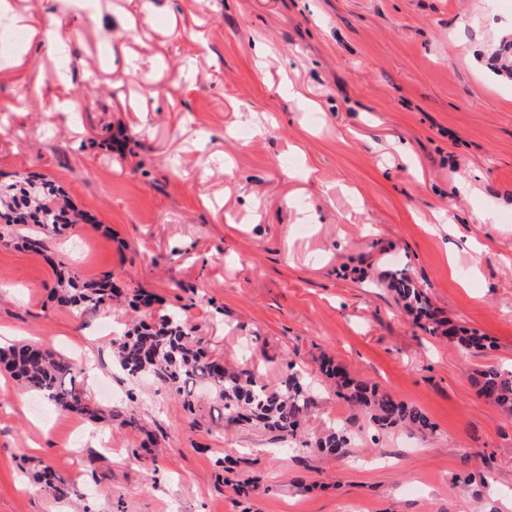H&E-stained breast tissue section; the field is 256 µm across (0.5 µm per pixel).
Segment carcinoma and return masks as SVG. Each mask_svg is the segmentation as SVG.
Returning a JSON list of instances; mask_svg holds the SVG:
<instances>
[{
	"mask_svg": "<svg viewBox=\"0 0 512 512\" xmlns=\"http://www.w3.org/2000/svg\"><path fill=\"white\" fill-rule=\"evenodd\" d=\"M81 219L80 211L65 194L46 188L41 182L28 177L0 183V222L20 226L33 247L43 246L39 235L60 233L75 227ZM388 287L420 329L445 337L467 351L486 348L487 338L477 330L460 329L442 318L428 295L406 272L391 274ZM117 293L110 272L97 281L83 282L76 274L60 270L52 288L56 302L77 314L111 305ZM195 332L196 327L179 312H151L149 321L113 339L115 363L130 380L153 377L189 408L199 390L205 388L222 410L225 421L259 426L283 438L296 437L313 404L304 375L289 364L278 385L266 384L256 371L224 365ZM0 365L27 391L57 410L100 419L99 411L90 407L84 389L79 387L83 369L78 363L47 349L21 345L0 350ZM321 371L336 382L337 394L345 403L369 414L378 429L406 428L421 435L433 431V423L420 408L378 392L375 386L352 378L331 361L322 363ZM470 380L479 396L512 416V371L488 366L473 372ZM347 442V429L338 426L318 436L313 447L325 456H340ZM36 477L58 500L75 495L71 484L48 468Z\"/></svg>",
	"mask_w": 512,
	"mask_h": 512,
	"instance_id": "cac0c4a2",
	"label": "carcinoma"
}]
</instances>
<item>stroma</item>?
Wrapping results in <instances>:
<instances>
[{
	"mask_svg": "<svg viewBox=\"0 0 512 512\" xmlns=\"http://www.w3.org/2000/svg\"><path fill=\"white\" fill-rule=\"evenodd\" d=\"M64 43L25 41L0 69V181L35 175L89 223L34 250L0 244V348L92 366V423L22 393L0 367V512H76L33 475L51 467L96 512H507L512 418L469 376L512 370V38L497 0H13ZM113 272L153 311L187 306L230 364L315 390L296 441L221 426L153 378L125 379L119 307L49 297L57 264ZM406 271L465 351L415 326L385 282ZM330 359L422 409L426 436L379 433L319 370ZM341 458L310 449L333 426ZM254 476L249 494L216 458ZM490 473L482 496L460 481Z\"/></svg>",
	"mask_w": 512,
	"mask_h": 512,
	"instance_id": "obj_1",
	"label": "stroma"
}]
</instances>
